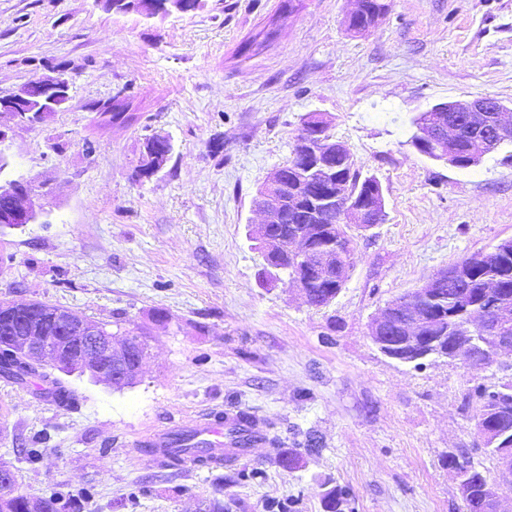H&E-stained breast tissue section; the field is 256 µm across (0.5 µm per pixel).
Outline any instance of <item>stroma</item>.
<instances>
[{"mask_svg":"<svg viewBox=\"0 0 512 512\" xmlns=\"http://www.w3.org/2000/svg\"><path fill=\"white\" fill-rule=\"evenodd\" d=\"M369 32L351 0H206L164 19L103 0H0V94L64 68L67 107L0 143L4 175L29 182L37 223L0 230V303L38 300L146 334L137 382L115 390L70 376L82 398L57 406L36 382L0 378V464L21 492L94 487L85 512H265L294 500L323 512L333 486L354 512H465L448 453L464 454L512 497V472L486 455L478 384L507 372L445 359L417 368L384 356L369 324L439 270L512 239L511 146L461 170L419 154L409 119L459 97L512 102V0H387ZM277 21L275 38L245 53ZM122 97L135 119L110 125ZM382 183L386 218L350 228L354 253L336 299L314 308L264 276L253 200L290 155L308 113ZM174 150L150 178L147 137ZM166 321H155L156 312ZM248 413L265 441L231 466H162L134 443L175 416ZM320 450L308 454V436ZM40 448L41 459L26 458ZM300 450L299 469L276 452ZM266 478L242 483L238 467Z\"/></svg>","mask_w":512,"mask_h":512,"instance_id":"1","label":"stroma"}]
</instances>
